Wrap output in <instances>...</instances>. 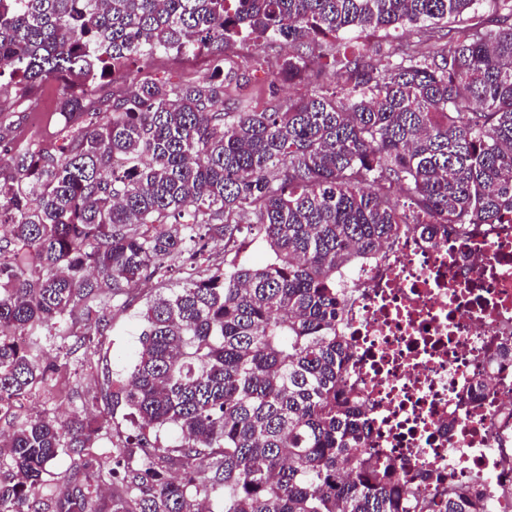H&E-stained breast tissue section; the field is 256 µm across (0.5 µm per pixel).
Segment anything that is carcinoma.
I'll list each match as a JSON object with an SVG mask.
<instances>
[{"instance_id":"carcinoma-1","label":"carcinoma","mask_w":512,"mask_h":512,"mask_svg":"<svg viewBox=\"0 0 512 512\" xmlns=\"http://www.w3.org/2000/svg\"><path fill=\"white\" fill-rule=\"evenodd\" d=\"M0 0V82L63 83L61 143L0 156V512H482L473 484L418 499L364 445L341 386L339 274L409 228L431 240L512 215V0ZM419 24L385 69L342 54L352 28ZM288 44L277 78L313 85L288 107L224 106V49ZM449 51L440 48L445 39ZM201 50L191 83L145 79L102 112V79L154 54ZM253 214L242 232V215ZM224 266L199 265L210 238ZM194 241L183 286L146 298L135 363L80 412L18 416L87 358L41 361L18 337L63 324L83 347L141 280ZM262 241L261 267L239 257ZM132 430L106 451L109 416ZM63 489L40 493L60 453ZM122 493L107 500L104 485Z\"/></svg>"}]
</instances>
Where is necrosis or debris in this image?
Here are the masks:
<instances>
[{
  "label": "necrosis or debris",
  "mask_w": 512,
  "mask_h": 512,
  "mask_svg": "<svg viewBox=\"0 0 512 512\" xmlns=\"http://www.w3.org/2000/svg\"><path fill=\"white\" fill-rule=\"evenodd\" d=\"M341 284L368 448L417 495L469 480L485 512H512V223L406 231Z\"/></svg>",
  "instance_id": "obj_1"
}]
</instances>
